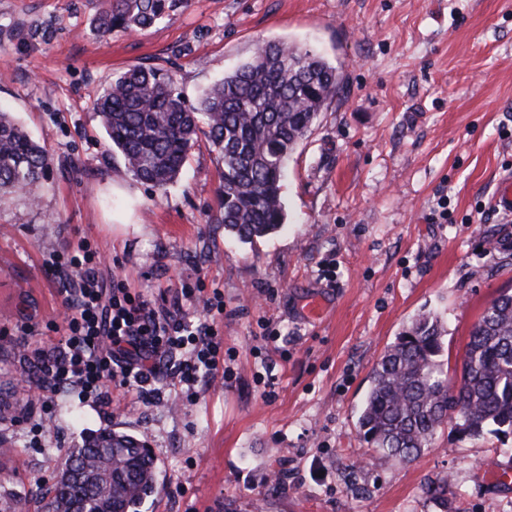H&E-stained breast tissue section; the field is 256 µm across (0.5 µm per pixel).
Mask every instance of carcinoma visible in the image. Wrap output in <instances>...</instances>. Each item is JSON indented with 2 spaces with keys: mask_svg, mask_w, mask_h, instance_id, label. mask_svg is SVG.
Here are the masks:
<instances>
[{
  "mask_svg": "<svg viewBox=\"0 0 512 512\" xmlns=\"http://www.w3.org/2000/svg\"><path fill=\"white\" fill-rule=\"evenodd\" d=\"M180 2L102 0L94 31H144ZM339 89L338 68L319 54L295 43L263 41L195 105L167 69L134 65L106 82L94 111L128 170L162 193L177 182L204 133L224 162L218 223L227 234L252 242L285 222L288 159ZM49 165L47 150L1 112L0 197L34 196ZM445 333L437 314L421 312L375 364L358 433L381 456L410 463L448 423L460 440L491 426L512 433V293L485 308L452 378L439 360ZM59 463L44 512H140L155 492L154 456L132 434L91 433L62 453Z\"/></svg>",
  "mask_w": 512,
  "mask_h": 512,
  "instance_id": "obj_1",
  "label": "carcinoma"
}]
</instances>
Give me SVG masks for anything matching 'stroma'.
Returning <instances> with one entry per match:
<instances>
[{"label":"stroma","instance_id":"35a3bbf8","mask_svg":"<svg viewBox=\"0 0 512 512\" xmlns=\"http://www.w3.org/2000/svg\"><path fill=\"white\" fill-rule=\"evenodd\" d=\"M100 0H0V108L51 156L36 202L0 198V503L36 512L57 451L111 428L144 439L157 490L141 512H512V434L438 430L402 464L357 434L372 368L418 313L459 366L472 325L512 288V0H183L148 30L99 37ZM261 41L340 67L335 99L288 161L287 218L254 242L225 234L223 163L207 140L155 193L112 151L92 110L134 64L169 69L188 99ZM87 241L106 274L153 300L183 284L224 294L225 375L195 403L59 399L44 449L17 414L29 365L14 335L56 352L53 247ZM321 297L320 319L301 307ZM449 479L448 505L426 494Z\"/></svg>","mask_w":512,"mask_h":512}]
</instances>
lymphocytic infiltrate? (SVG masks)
Here are the masks:
<instances>
[{
	"label": "lymphocytic infiltrate",
	"mask_w": 512,
	"mask_h": 512,
	"mask_svg": "<svg viewBox=\"0 0 512 512\" xmlns=\"http://www.w3.org/2000/svg\"><path fill=\"white\" fill-rule=\"evenodd\" d=\"M52 269L65 286L57 353L32 349L28 361L39 376L22 419L40 436L58 396L78 395L111 404L113 390L136 391L147 397L158 380L171 382L178 400L196 401L202 377L216 374L224 363V339L210 323L223 311L224 294L213 290L204 299L206 317L198 322L113 279L101 284V255L88 242L76 249L50 253Z\"/></svg>",
	"instance_id": "obj_1"
}]
</instances>
